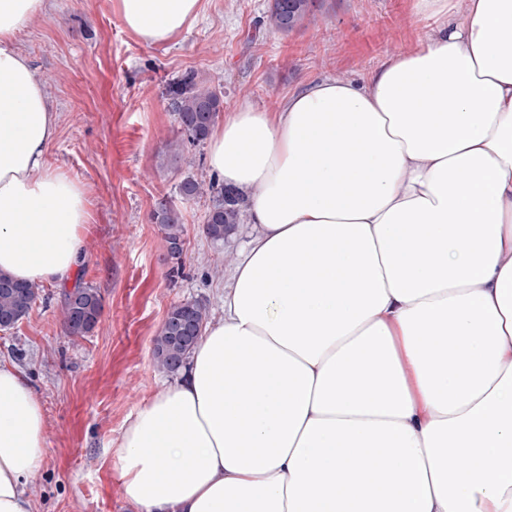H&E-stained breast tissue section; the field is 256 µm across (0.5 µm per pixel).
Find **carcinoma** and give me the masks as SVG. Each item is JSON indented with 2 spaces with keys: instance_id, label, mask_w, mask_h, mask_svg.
I'll list each match as a JSON object with an SVG mask.
<instances>
[{
  "instance_id": "carcinoma-1",
  "label": "carcinoma",
  "mask_w": 512,
  "mask_h": 512,
  "mask_svg": "<svg viewBox=\"0 0 512 512\" xmlns=\"http://www.w3.org/2000/svg\"><path fill=\"white\" fill-rule=\"evenodd\" d=\"M310 0H273L269 15L270 25L288 32L305 16ZM170 107L176 113L181 129L190 141L200 143L207 139L217 115L224 108L220 93L201 88L192 71L185 73L168 89ZM182 199L189 201L202 194V184L187 177L179 185ZM240 200L237 193L224 187L206 215L204 231L215 242L235 229L239 223ZM155 223L165 230L168 251L180 257L183 251V226L172 203L161 199L152 213ZM38 286L23 283L0 274V326H15L25 317L35 302ZM102 297L91 287H76L65 294L63 327L69 336H85L99 322ZM209 317L208 308L198 301L176 304L167 313L164 324L154 339V359L167 372L177 371L194 348Z\"/></svg>"
}]
</instances>
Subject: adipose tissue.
<instances>
[{
	"mask_svg": "<svg viewBox=\"0 0 512 512\" xmlns=\"http://www.w3.org/2000/svg\"><path fill=\"white\" fill-rule=\"evenodd\" d=\"M148 44L201 0H116ZM365 83L245 104L209 139L256 233L185 368L115 442L137 512H512V0H448ZM45 0H0V272L60 282L89 222L46 162L58 114L17 35ZM364 371L352 378V364ZM468 459L448 464L449 450ZM41 401L0 363V512H32Z\"/></svg>",
	"mask_w": 512,
	"mask_h": 512,
	"instance_id": "ef3b65f1",
	"label": "adipose tissue"
}]
</instances>
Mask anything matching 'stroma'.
Wrapping results in <instances>:
<instances>
[{
  "label": "stroma",
  "mask_w": 512,
  "mask_h": 512,
  "mask_svg": "<svg viewBox=\"0 0 512 512\" xmlns=\"http://www.w3.org/2000/svg\"><path fill=\"white\" fill-rule=\"evenodd\" d=\"M203 15L171 43L148 45L123 24L116 0H46L18 36L59 114L48 164L87 189L90 221L70 278L40 284L29 314L0 330V362L17 367L46 416V455L25 486L34 512H132L109 449L146 401L166 388L153 343L168 310L205 303L211 319L250 239V198L235 233L210 240L204 222L221 179L207 143H190L167 97L188 71L220 91L225 110L244 104L275 112L295 91L324 79L363 82L385 62L432 35L415 0H313L293 30L271 27V0H202ZM179 142V156L169 145ZM206 193L181 199L186 176ZM168 198L183 224V253L171 257L152 212ZM96 288L95 329L63 328V299Z\"/></svg>",
  "instance_id": "obj_1"
}]
</instances>
